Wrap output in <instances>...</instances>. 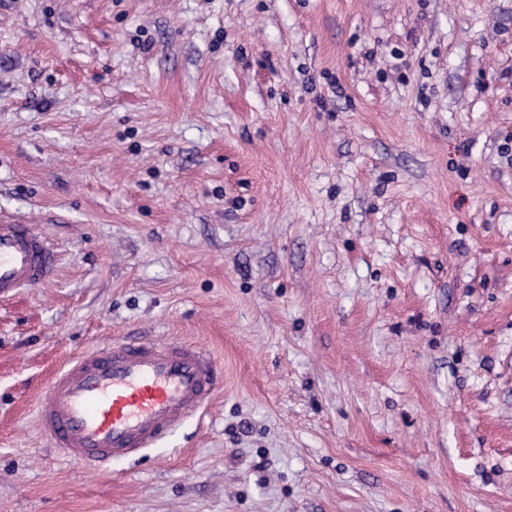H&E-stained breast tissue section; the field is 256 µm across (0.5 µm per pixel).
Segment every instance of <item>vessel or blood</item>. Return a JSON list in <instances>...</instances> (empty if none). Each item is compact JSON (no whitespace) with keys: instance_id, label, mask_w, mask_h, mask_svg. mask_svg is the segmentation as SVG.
I'll list each match as a JSON object with an SVG mask.
<instances>
[{"instance_id":"1","label":"vessel or blood","mask_w":512,"mask_h":512,"mask_svg":"<svg viewBox=\"0 0 512 512\" xmlns=\"http://www.w3.org/2000/svg\"><path fill=\"white\" fill-rule=\"evenodd\" d=\"M57 263L34 225L0 224V299L45 283ZM216 377L214 358L193 344L111 342L53 373L37 404L41 431L69 461L130 460L204 407Z\"/></svg>"}]
</instances>
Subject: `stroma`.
Wrapping results in <instances>:
<instances>
[{
  "label": "stroma",
  "mask_w": 512,
  "mask_h": 512,
  "mask_svg": "<svg viewBox=\"0 0 512 512\" xmlns=\"http://www.w3.org/2000/svg\"><path fill=\"white\" fill-rule=\"evenodd\" d=\"M0 512H512V0H0ZM220 381L91 468L38 396L113 340ZM58 263L56 248L33 224H0V299L49 280Z\"/></svg>",
  "instance_id": "obj_1"
}]
</instances>
